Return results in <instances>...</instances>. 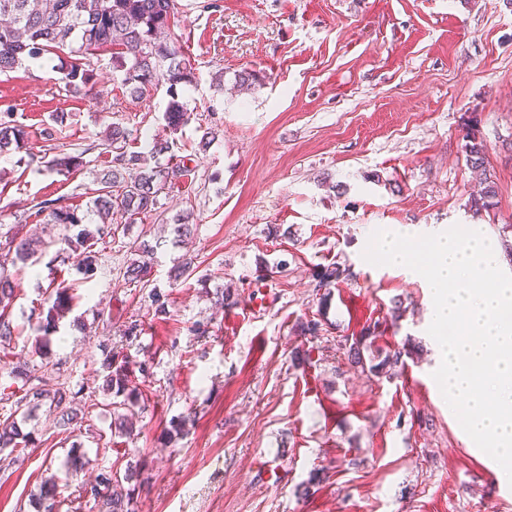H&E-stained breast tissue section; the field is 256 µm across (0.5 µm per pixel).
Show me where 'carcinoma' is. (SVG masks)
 <instances>
[{"mask_svg":"<svg viewBox=\"0 0 512 512\" xmlns=\"http://www.w3.org/2000/svg\"><path fill=\"white\" fill-rule=\"evenodd\" d=\"M176 0H0V75H7L22 66L27 58L45 53L68 52L74 56L92 55L94 52L117 47L112 62L124 72L123 86L130 95L141 96L149 88L162 83L174 90L179 84L193 82L190 61L181 52V36L176 32ZM82 90L92 94L95 83L90 70L82 62L70 64L60 91L71 93ZM167 125L174 131L186 124L189 113L183 104L173 98L164 113ZM29 131L14 120L0 119V153L23 148ZM130 133L118 123L105 133L104 145L110 149L112 169L99 179L97 196L92 199L90 211L78 214V208L62 206L56 199L40 202L38 213L46 214L47 223L63 229L61 241L67 245L68 258L84 278H89L98 259L95 246L125 233L127 226L137 217L154 211L159 196L165 189L188 175L184 161L149 167L144 152L130 149ZM467 161L472 169L481 172V189L474 197V209L488 212L496 205L497 186L486 168L487 148L474 135L465 145ZM83 167L80 153H62L46 162V169L58 175H69ZM133 171L128 179L123 173ZM124 223H117V217ZM79 228L70 234L73 228ZM36 240L19 233L0 238V343L13 339L15 326L6 309L15 297V288L8 266L36 264ZM133 258L123 272L125 284L133 286L151 274L152 249L143 241L129 242ZM348 276V269L323 266L313 274L318 288H330ZM48 304L43 321L44 335L57 329V323L70 310L67 289L57 288L44 298ZM376 327L369 326L362 336L342 347L347 362L363 372L380 377L398 366L409 355L406 347H396L383 354L365 358L372 350ZM150 361L138 360L133 355L103 347L98 374L103 379L102 389L122 400L112 402L113 413L119 420L118 435L133 436V420L141 413L145 383L151 372ZM10 374L24 381L28 387L23 394H0V403L11 404V414L0 421V451H22L32 439L20 434L13 415H26L39 406L57 418L66 429L77 426L92 407L91 395L83 389L67 386L48 387L46 379L36 375L28 362L11 368ZM129 477L117 476L108 470L100 473L90 486H82L78 496L93 500L97 512H134L130 490L123 482ZM36 512H57L55 482L43 484L36 499Z\"/></svg>","mask_w":512,"mask_h":512,"instance_id":"carcinoma-1","label":"carcinoma"}]
</instances>
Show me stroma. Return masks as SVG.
I'll use <instances>...</instances> for the list:
<instances>
[{
  "label": "stroma",
  "mask_w": 512,
  "mask_h": 512,
  "mask_svg": "<svg viewBox=\"0 0 512 512\" xmlns=\"http://www.w3.org/2000/svg\"><path fill=\"white\" fill-rule=\"evenodd\" d=\"M177 4L192 85L132 97L108 49L87 59L94 97L60 93L66 57L0 76V113L29 131L24 148L0 155V234L47 239L51 226L34 216L46 198L86 210L112 123L132 148L160 137L175 155L197 156L128 233L154 250L148 281L125 285L130 253L118 241L100 245L87 280L52 249L37 268H12L18 334L0 346V392L21 388L9 371L32 358L33 309L66 282L71 311L41 372L95 392L97 404L71 433L42 408L21 423L34 444L0 466V512H34L50 478L62 512H92L77 491L108 469L131 473L135 512H512V486L500 485L433 378L427 281L362 257L374 231L406 225L426 235L478 224L493 244L512 241V0ZM246 68L262 72L261 86L236 87ZM174 97L191 114L175 132L163 119ZM56 112L69 118L48 141L41 131ZM472 118L499 187L481 216L464 149ZM210 128L216 137L199 151ZM75 150L79 171H45ZM182 214L193 231L179 246L171 226ZM272 224L291 238L269 237ZM185 256L190 276L171 282ZM336 263L349 276L322 311L313 273ZM220 288L233 300L221 309ZM396 299L405 310L395 321ZM101 307L111 321L99 320ZM316 314L318 336L301 334ZM135 320L143 334L126 336ZM372 323L376 347L409 350L386 377L348 365L338 348ZM105 344L152 363L131 440L111 434L113 396L95 374ZM188 413L184 432L170 433V419Z\"/></svg>",
  "instance_id": "35a3bbf8"
}]
</instances>
